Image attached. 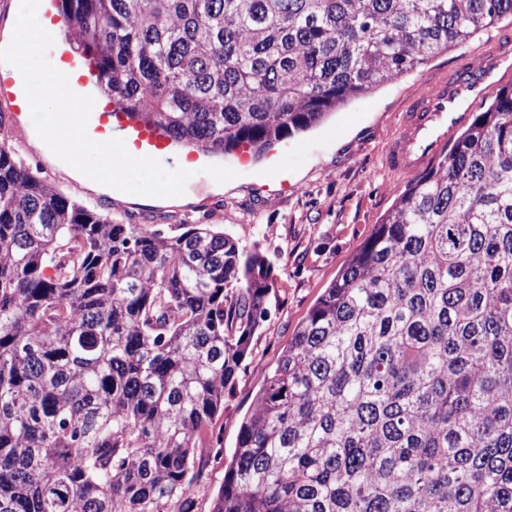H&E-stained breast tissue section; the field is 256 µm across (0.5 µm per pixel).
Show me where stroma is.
<instances>
[{
	"label": "stroma",
	"mask_w": 512,
	"mask_h": 512,
	"mask_svg": "<svg viewBox=\"0 0 512 512\" xmlns=\"http://www.w3.org/2000/svg\"><path fill=\"white\" fill-rule=\"evenodd\" d=\"M499 35L512 37L511 18L477 31L462 45L361 95L267 152L243 146L230 156L204 157L177 203H144L135 195L113 196L87 186L56 164L51 151L32 147L37 131L31 113L9 111L0 102L19 158L63 195L126 224L162 230L173 224H218L240 248L260 249L273 264L268 317L215 422L223 459L206 468L197 483L195 512L212 510L241 422L260 389L261 369L275 366L317 298L392 207L400 186L385 169L383 154L406 102L460 57L480 61Z\"/></svg>",
	"instance_id": "35a3bbf8"
}]
</instances>
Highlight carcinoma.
<instances>
[{
    "instance_id": "1",
    "label": "carcinoma",
    "mask_w": 512,
    "mask_h": 512,
    "mask_svg": "<svg viewBox=\"0 0 512 512\" xmlns=\"http://www.w3.org/2000/svg\"><path fill=\"white\" fill-rule=\"evenodd\" d=\"M133 122L229 154L512 0H62ZM57 192L0 141V512H194L271 264ZM212 512H512V83L410 180L261 373Z\"/></svg>"
}]
</instances>
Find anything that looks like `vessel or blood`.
I'll use <instances>...</instances> for the list:
<instances>
[{
	"label": "vessel or blood",
	"instance_id": "1",
	"mask_svg": "<svg viewBox=\"0 0 512 512\" xmlns=\"http://www.w3.org/2000/svg\"><path fill=\"white\" fill-rule=\"evenodd\" d=\"M49 56L51 64L75 84H85L93 74L91 66L75 61L70 54L53 50ZM511 81V39H494L481 62L458 60L452 71L435 76L423 93L408 102L399 130L385 150V168L399 181L425 172L442 157L456 133L471 122L482 101ZM0 92L14 110L29 109L26 93L14 77L0 75ZM87 133L99 142L119 138L141 155L163 162L168 159L166 138L155 128L129 123L113 102L91 113Z\"/></svg>",
	"mask_w": 512,
	"mask_h": 512
}]
</instances>
